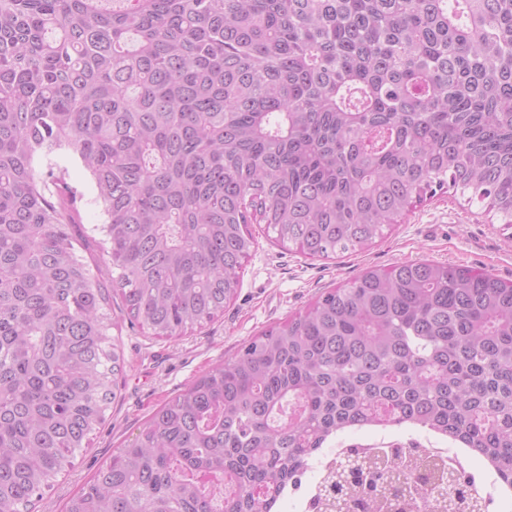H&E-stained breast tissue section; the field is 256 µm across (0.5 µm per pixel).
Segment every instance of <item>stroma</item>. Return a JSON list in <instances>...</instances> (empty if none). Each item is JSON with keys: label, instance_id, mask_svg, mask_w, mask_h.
Instances as JSON below:
<instances>
[{"label": "stroma", "instance_id": "stroma-1", "mask_svg": "<svg viewBox=\"0 0 512 512\" xmlns=\"http://www.w3.org/2000/svg\"><path fill=\"white\" fill-rule=\"evenodd\" d=\"M74 189L76 222L86 237L81 255L94 265L101 255L99 231L105 222L87 171L60 159ZM255 244L244 264L241 285L223 314L184 336L165 339L124 326L119 338L125 371L107 418L91 436L73 467L43 493L37 512H64L68 498L91 477L114 448L138 433L161 404L184 390L217 363L231 358L243 342L305 309L320 294L344 286L367 268L431 260L470 266L512 280V225L490 223L482 209L454 191H440L384 229L366 250L334 257L307 258L282 247L273 233L254 225Z\"/></svg>", "mask_w": 512, "mask_h": 512}]
</instances>
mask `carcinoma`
Listing matches in <instances>:
<instances>
[{"mask_svg":"<svg viewBox=\"0 0 512 512\" xmlns=\"http://www.w3.org/2000/svg\"><path fill=\"white\" fill-rule=\"evenodd\" d=\"M89 171L108 277L70 226ZM452 188L512 224V0H0V512H36L117 398L108 312L179 337L224 313L264 224L357 252ZM441 432L512 485V281L371 268L165 402L65 512H276L332 435ZM422 508L473 477L376 451L328 474Z\"/></svg>","mask_w":512,"mask_h":512,"instance_id":"carcinoma-1","label":"carcinoma"}]
</instances>
